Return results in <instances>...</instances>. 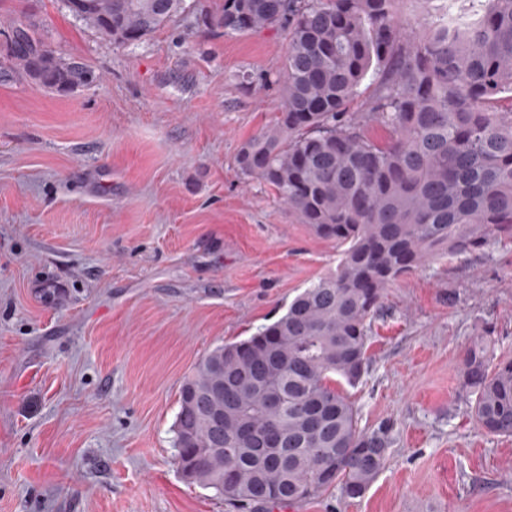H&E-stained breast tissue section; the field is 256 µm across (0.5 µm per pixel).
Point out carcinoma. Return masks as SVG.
<instances>
[{"mask_svg":"<svg viewBox=\"0 0 512 512\" xmlns=\"http://www.w3.org/2000/svg\"><path fill=\"white\" fill-rule=\"evenodd\" d=\"M76 2L71 13L118 46L183 9L182 0ZM398 2L222 0L212 14L226 35L285 32L279 116L237 162L340 248L333 273L249 338L213 349L182 383L178 466L235 508L336 487L362 496L386 467L389 441L360 428L343 386L367 367L386 288L437 253L512 240V0H469L468 12L443 0L435 19L413 25ZM14 32L22 42L8 57L20 73L58 93L93 82L87 67L42 55L32 27ZM368 77L370 93L350 110ZM462 377L480 427L512 436V359L480 336Z\"/></svg>","mask_w":512,"mask_h":512,"instance_id":"cac0c4a2","label":"carcinoma"}]
</instances>
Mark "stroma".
<instances>
[{
    "label": "stroma",
    "mask_w": 512,
    "mask_h": 512,
    "mask_svg": "<svg viewBox=\"0 0 512 512\" xmlns=\"http://www.w3.org/2000/svg\"><path fill=\"white\" fill-rule=\"evenodd\" d=\"M86 64L67 94L16 74L11 29ZM287 42L190 8L117 47L65 0H0V512H237L176 460L180 387L252 336L340 250L245 176ZM512 356V242L436 256L385 291L346 394L386 430L384 471L271 512H512V437L460 395L478 336Z\"/></svg>",
    "instance_id": "stroma-1"
}]
</instances>
